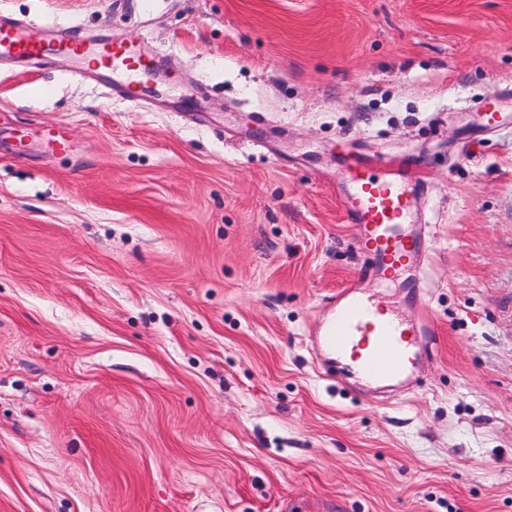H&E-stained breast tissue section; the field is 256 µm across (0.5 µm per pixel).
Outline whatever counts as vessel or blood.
<instances>
[{
  "label": "vessel or blood",
  "instance_id": "obj_1",
  "mask_svg": "<svg viewBox=\"0 0 512 512\" xmlns=\"http://www.w3.org/2000/svg\"><path fill=\"white\" fill-rule=\"evenodd\" d=\"M51 55L81 59L112 72L121 77L128 96L137 94V78L149 66L132 45L99 46L72 36L53 41L35 25L20 27L0 20V58L30 60ZM44 142L59 153L72 148L68 132L60 124L46 130ZM339 182L347 221L355 225L365 250L373 254L375 269L401 274L418 250L409 224L416 204L413 188L400 177L377 174L364 166L345 168ZM333 304L334 314L318 331V345L336 358L350 361L352 373L370 386L409 376L419 361L417 337L435 333L426 314L409 321L373 306L354 283L337 292Z\"/></svg>",
  "mask_w": 512,
  "mask_h": 512
}]
</instances>
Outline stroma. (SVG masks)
<instances>
[{
    "label": "stroma",
    "instance_id": "1",
    "mask_svg": "<svg viewBox=\"0 0 512 512\" xmlns=\"http://www.w3.org/2000/svg\"><path fill=\"white\" fill-rule=\"evenodd\" d=\"M0 14L159 71L0 61V512H512V0ZM412 156L419 277L362 292L437 336L359 390L315 343L369 261L336 175ZM44 143L46 146L59 153H66L72 149V143L68 136V132L63 125H52L44 134Z\"/></svg>",
    "mask_w": 512,
    "mask_h": 512
}]
</instances>
